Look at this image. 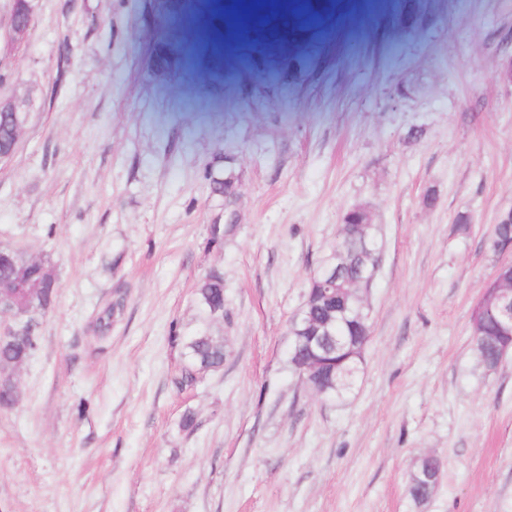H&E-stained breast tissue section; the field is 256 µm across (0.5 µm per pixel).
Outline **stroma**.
<instances>
[{"mask_svg": "<svg viewBox=\"0 0 512 512\" xmlns=\"http://www.w3.org/2000/svg\"><path fill=\"white\" fill-rule=\"evenodd\" d=\"M376 4L370 28L307 0L348 33L283 19L282 54L172 0H34L25 42L0 39V99L29 114L0 163V247L58 283L0 408V512H512V355L485 373L470 344L512 209V0ZM356 207L382 244L370 338L325 398L291 368L288 322ZM213 270L220 317L195 295ZM205 327L224 364L178 387ZM442 464L439 458L430 460L422 459L411 471L409 479V488L412 497L419 503L427 501L434 493L435 485L425 479L424 473L432 471L438 482L441 473Z\"/></svg>", "mask_w": 512, "mask_h": 512, "instance_id": "1", "label": "stroma"}]
</instances>
